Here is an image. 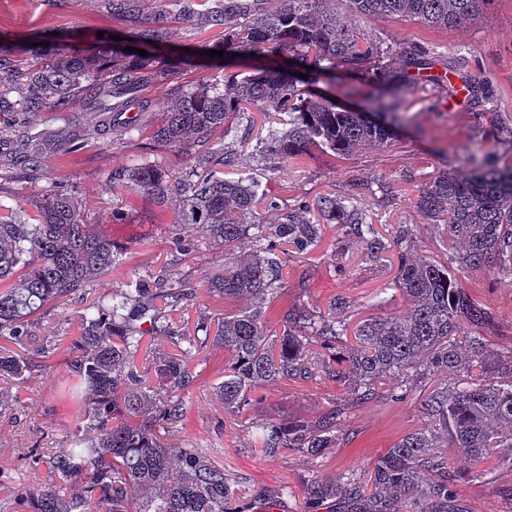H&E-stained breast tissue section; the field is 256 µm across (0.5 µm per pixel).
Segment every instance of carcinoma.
<instances>
[{
  "instance_id": "carcinoma-1",
  "label": "carcinoma",
  "mask_w": 512,
  "mask_h": 512,
  "mask_svg": "<svg viewBox=\"0 0 512 512\" xmlns=\"http://www.w3.org/2000/svg\"><path fill=\"white\" fill-rule=\"evenodd\" d=\"M493 0H100L112 21L124 27L118 40L91 51L49 41L0 46V144L20 181L40 174L50 152L76 154L89 137L116 128L130 138L150 133L142 149L167 150L191 163L180 182V221L196 224L212 241L240 249L226 258L224 273L202 288L224 299V317L198 321L194 333L173 325L166 308L196 292L188 281L163 286L138 276L91 302L76 353L73 397L80 424L61 454L45 457L32 449L28 466L45 464L52 483L15 497L19 512H255L268 504L284 507V493L260 490L238 496L224 469L194 448L167 447L166 431L187 418V399L199 386L194 358L208 344L230 355L224 380L214 391L224 414L249 423L260 404L258 389L269 383L329 382L346 396L318 419L302 416L259 426V453L275 460L289 453L321 458L345 436L350 410L371 402H398L422 385L423 422L402 436L371 465L363 478L351 471L338 480L312 477L303 483L304 512H470L458 494L462 483L483 484L481 468L499 448H512V346L494 347L484 332L493 316L457 278L461 269L497 263L512 273V153L490 159L474 155L471 172L446 171L419 190L416 209L448 234L446 260L418 252L413 234L400 225L386 237L365 222L348 198L320 197L298 203L277 222H261L263 196L246 179L220 177L238 160L245 136H229L249 108L277 116L261 147L265 160L279 163L327 153L345 159L364 147H385L405 119V94L434 67L430 53L399 43L391 47L361 26L370 19L406 20L437 29L459 27ZM220 27L224 38L209 45L191 42ZM184 49H169L177 41ZM144 49L149 56L123 51ZM191 52H186V49ZM223 50L250 65L253 74L224 73V79L193 85L186 73L222 58ZM352 81L346 95H365L371 124L362 112L345 109L319 89ZM303 73L308 78L297 77ZM168 87L169 105L160 122L147 128L146 90ZM141 112L125 117L130 103ZM56 112L62 125L38 132L43 113ZM229 141L215 146L216 133ZM170 171L150 162L112 169V187L136 192L158 204L168 200ZM36 223L0 203V338L22 349L31 340L28 317L88 287L109 271L123 252L84 217L79 198L66 185L51 184L30 201ZM345 226L361 242L363 260L381 263L396 253L394 286L405 301L401 314L379 315L354 328L342 316L338 296L328 312L292 307L269 329L271 304L285 288L291 254H307L322 240V224ZM355 346L342 356L336 350ZM171 343L175 351L165 348ZM147 353L146 370L136 357ZM31 361L0 349V381L17 385ZM443 373L455 376L440 383ZM467 457L456 469L448 449Z\"/></svg>"
}]
</instances>
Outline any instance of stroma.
Segmentation results:
<instances>
[{
    "label": "stroma",
    "instance_id": "1",
    "mask_svg": "<svg viewBox=\"0 0 512 512\" xmlns=\"http://www.w3.org/2000/svg\"><path fill=\"white\" fill-rule=\"evenodd\" d=\"M366 28L383 34L387 41L414 44L431 52L435 70L444 64H461V76H475L486 94L479 106L434 91L412 88L409 108L396 140L384 148H364L341 160L318 154L270 167L256 153L259 139L265 138L269 123L260 112L250 114L251 131L234 167L225 169L228 179L247 178L257 182L277 209L263 211L273 222L278 208L297 201H314L326 194L346 195L351 179L363 181L367 189L357 197L367 223L381 234L398 224L411 228L419 250L428 256L442 254L448 240L443 226L428 223L414 206L419 189L439 173L467 172L469 153H500L505 149L496 137L503 119L512 118V0H494L490 8L466 24L445 29L428 28L398 20H369ZM120 24L99 6L98 0H65L59 7L43 0H0V41L9 43L42 30L55 31L77 49L90 47L98 34L120 31ZM135 142L103 147L90 139L78 154H48L39 179L25 183L14 180L10 168L0 166V195L18 205L52 183L72 186L82 201L91 223L102 225L113 240L124 247L120 264L115 265L92 286L89 296L75 295L52 303L31 318V347L51 341L55 347L33 361L28 380L12 388L0 404V472L25 473L27 482L48 483V468L27 470L29 451L40 445L53 454L66 448L78 425L79 407L67 393L73 374L74 355L70 339L77 335L80 315L88 298L107 295L134 275H151L163 280L201 283L224 268L225 248L203 237L195 226L181 224L175 203L157 206L137 193L111 190L107 177L113 168L130 164L136 157ZM119 208L128 219L112 224L108 212ZM194 239L191 257L177 253L173 240ZM347 246V272L336 267L338 246ZM397 265L364 262L361 245L345 243L342 225H326L321 245L310 254L290 259L288 284L271 310L281 316L292 306L327 309L332 298L345 296L350 323L376 313L380 292L389 288ZM462 284L476 301L488 309L495 326L487 333L492 346L512 344V275L490 265L460 272ZM229 360L222 347L208 346L195 362L201 385L188 402L183 426L171 429L164 440L171 445L192 446L206 454L228 477L239 479L238 491L251 496L255 491L281 490L288 512H304L303 482L314 476L340 478L347 471L367 474L373 460L400 437L418 427L421 391L400 402L369 404L347 414L344 427L347 444L314 460L291 454L268 461L255 449L253 431L225 417L224 407L212 386L222 380ZM263 399L254 414L255 422L301 414L319 416L331 402L343 399L342 387L333 384H278L262 390ZM507 449L485 463L490 475L486 483L463 484L458 493L471 512H512L506 491L512 487V469L501 464Z\"/></svg>",
    "mask_w": 512,
    "mask_h": 512
}]
</instances>
